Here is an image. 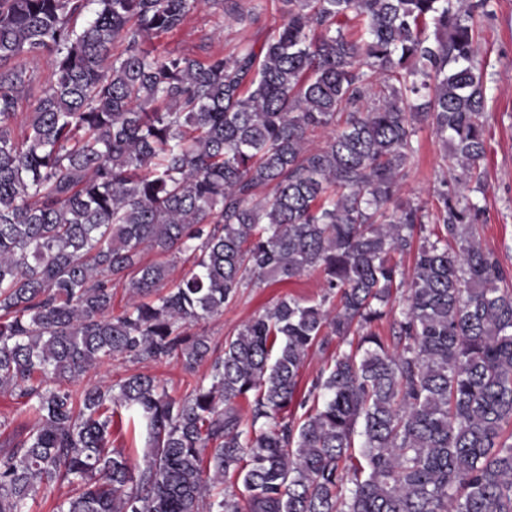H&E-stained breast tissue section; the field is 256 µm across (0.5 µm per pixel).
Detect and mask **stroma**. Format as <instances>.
<instances>
[{
	"mask_svg": "<svg viewBox=\"0 0 512 512\" xmlns=\"http://www.w3.org/2000/svg\"><path fill=\"white\" fill-rule=\"evenodd\" d=\"M259 25L244 28L228 21L221 11L200 6L190 15L185 27L152 38L156 51H176L197 59L220 52L231 54L242 40L264 38L281 19L279 0H265ZM491 14L479 29L480 55L487 65L486 95L487 153L483 162L485 208L478 226V238L485 249L497 253L512 268V0H491ZM413 144L417 150L414 164L401 180L402 198L432 202L433 191L448 171L443 150L429 128L418 130ZM322 294V276L308 272L293 281H267L243 289L239 297L225 306L223 315L198 324L214 343H223L228 334L251 317L264 313L279 298L294 296L305 300ZM132 373L156 376L172 397H182L194 384L208 375L207 367L186 372L173 359L108 361L90 372L93 383L110 385Z\"/></svg>",
	"mask_w": 512,
	"mask_h": 512,
	"instance_id": "obj_1",
	"label": "stroma"
}]
</instances>
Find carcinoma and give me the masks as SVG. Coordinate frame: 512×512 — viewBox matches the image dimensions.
<instances>
[{
  "label": "carcinoma",
  "mask_w": 512,
  "mask_h": 512,
  "mask_svg": "<svg viewBox=\"0 0 512 512\" xmlns=\"http://www.w3.org/2000/svg\"><path fill=\"white\" fill-rule=\"evenodd\" d=\"M202 3L243 26L263 11L0 0V393L32 417L0 448V512L53 484L74 487L53 512H512V272L480 246L473 197L489 0H280L231 55L147 48ZM45 54L18 140L26 61ZM422 125L453 160L431 210L398 198ZM308 271L320 301L281 298L220 351L190 332ZM131 355L206 364L209 383L177 400L141 373L84 382ZM121 410L141 464L113 447ZM34 70V90H30L27 95H22L19 100V104L16 112H18V117L16 123L14 125V134L16 137L21 136L22 130L24 128L25 122L29 116V113L32 110V105L34 103L33 94L38 87H41L48 79L52 69H53V61L49 56L42 57L38 63L31 64Z\"/></svg>",
  "instance_id": "carcinoma-1"
}]
</instances>
